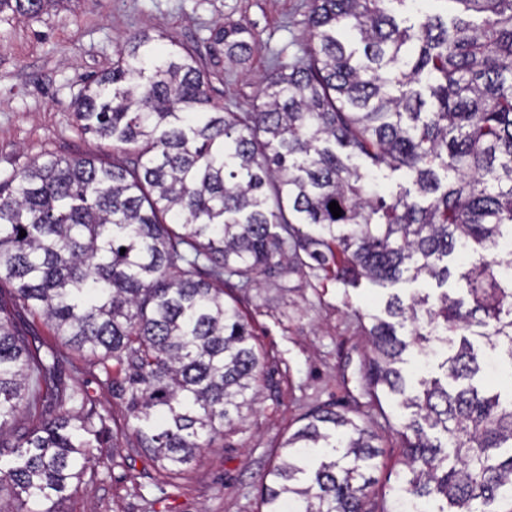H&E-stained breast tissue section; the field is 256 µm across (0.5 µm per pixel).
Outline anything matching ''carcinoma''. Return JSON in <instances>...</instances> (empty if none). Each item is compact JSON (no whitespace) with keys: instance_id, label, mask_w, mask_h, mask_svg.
Listing matches in <instances>:
<instances>
[{"instance_id":"1","label":"carcinoma","mask_w":512,"mask_h":512,"mask_svg":"<svg viewBox=\"0 0 512 512\" xmlns=\"http://www.w3.org/2000/svg\"><path fill=\"white\" fill-rule=\"evenodd\" d=\"M49 2L0 0V12L36 15ZM406 2L311 0L303 56L274 68L252 112L211 96L195 51L136 34L71 105L77 129L125 160L48 153L0 183V283L65 343L116 362L133 431L161 469L184 473L233 431L264 373L248 323L224 303V279L251 287L291 243L320 266L339 264L345 283L406 273L446 282L439 261L462 248L471 307L446 293L434 305L392 297L390 320L374 317L364 380L414 409L399 430L404 496L441 497L449 508L436 512L512 502V399L479 390L468 339L503 352L512 375V251L501 248L512 238V0H453L462 9L452 18L418 10L403 26L388 5ZM248 33L219 29L211 55L246 61ZM338 147L374 172H405L412 188L386 201ZM456 337L446 382L407 391L403 354ZM58 364L0 301V443L23 408H58L0 464V512L49 500L99 463L106 417L56 380ZM376 438L336 411L308 415L285 442L288 459L263 475L264 512L289 502L365 512Z\"/></svg>"}]
</instances>
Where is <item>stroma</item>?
<instances>
[{
  "label": "stroma",
  "mask_w": 512,
  "mask_h": 512,
  "mask_svg": "<svg viewBox=\"0 0 512 512\" xmlns=\"http://www.w3.org/2000/svg\"><path fill=\"white\" fill-rule=\"evenodd\" d=\"M310 0H54L35 17L0 12V181L50 152L62 157L111 160L112 150L80 133L68 110L88 80L112 68L129 35L166 33L195 50L214 95L234 111H252L274 61L291 62L308 38ZM247 26L257 42L237 65L209 54L214 28ZM467 299L464 281L431 279L379 287L368 279L346 284L335 266L272 263L249 290L224 286L267 353L266 375L276 392L259 386L253 410L237 431L216 440L180 477L159 470L133 431L128 400L101 363L55 336L42 316L12 301L0 287L18 330L31 346L54 351L64 383L107 410L101 435L103 463L89 469L58 501L28 502L29 512H259L260 481L285 453V438L314 409L347 413L377 434L381 453L372 471L367 512H390L405 469L397 433L403 413L397 399L374 401L363 389L372 356L369 330L390 295Z\"/></svg>",
  "instance_id": "1"
}]
</instances>
